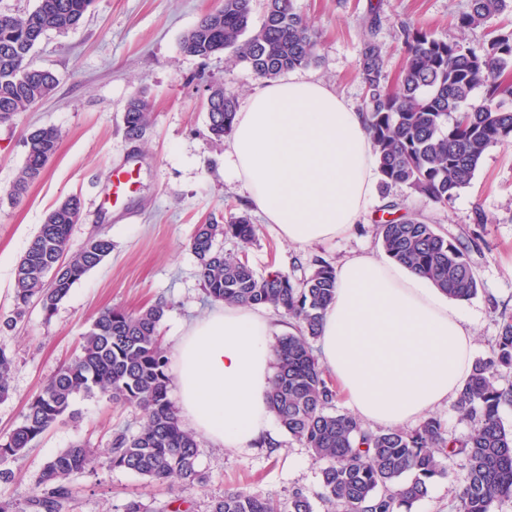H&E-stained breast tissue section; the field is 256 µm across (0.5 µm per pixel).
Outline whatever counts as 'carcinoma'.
I'll use <instances>...</instances> for the list:
<instances>
[{
    "instance_id": "cac0c4a2",
    "label": "carcinoma",
    "mask_w": 512,
    "mask_h": 512,
    "mask_svg": "<svg viewBox=\"0 0 512 512\" xmlns=\"http://www.w3.org/2000/svg\"><path fill=\"white\" fill-rule=\"evenodd\" d=\"M458 20L465 31L489 27L490 38L478 53L464 40L440 39L423 28L401 25L405 62L395 85L387 84L385 50L374 40L364 43L358 75L366 87L362 111L376 159L380 186H401L434 206H446L475 176L486 151L512 144V95L504 75L512 70V31L493 26L512 0H468ZM92 0H37L23 14L0 12V121L6 122L51 95L55 74L33 66L35 46L50 31L74 32ZM255 0H222L184 38L182 51L209 57L232 51L259 78L272 80L310 65L317 39L295 0H264L260 28L249 31ZM480 101H473L476 91ZM238 102L226 95L208 112L209 129L221 141L233 131ZM151 121L145 96H132L123 124L131 141L142 138ZM60 131L43 126L26 137L27 153L10 195L19 200L38 180L58 151ZM77 196L49 213L15 272L13 316L0 325L9 331L37 300L51 317L73 286L112 252L111 239L93 235L68 262L72 225L82 213ZM257 226L245 213H231L222 224L197 225L189 245L198 260V277L208 297L227 304L270 307L288 318L292 332L275 348L276 370L268 395L280 427L309 449L321 465L319 501L326 512H412L440 478L457 491L458 512H491L492 504L512 497V432L500 410L512 403V312H500V332L492 354L474 361L456 406L473 423L463 439H448L443 423L424 419L415 429L373 431L353 415L336 408V387L318 362L325 308L333 302L336 268L320 260L300 280L282 272L259 275L239 255L217 245L218 237L247 246ZM386 256L428 279L451 300L474 298L480 290L472 254L482 239L463 242L420 218L375 225ZM165 305L137 312L107 308L98 313L83 336L79 354L64 364L27 404L21 421L0 439V479L11 472L1 465L26 454L38 438L72 415L75 396L102 395L137 407L143 422L134 433L119 432L101 453L76 443L44 462L35 492L22 510L0 502V512H65L73 498V477L105 455L111 469L134 472L150 484L193 487L205 482L198 470V440L186 429L169 397L172 381L167 350L159 339ZM13 359L0 336V400L10 395ZM465 458L461 471L454 468ZM210 512H315L302 491L293 492L281 510L273 501L244 490H229Z\"/></svg>"
}]
</instances>
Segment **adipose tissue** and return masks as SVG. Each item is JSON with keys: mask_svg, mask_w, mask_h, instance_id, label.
Returning a JSON list of instances; mask_svg holds the SVG:
<instances>
[{"mask_svg": "<svg viewBox=\"0 0 512 512\" xmlns=\"http://www.w3.org/2000/svg\"><path fill=\"white\" fill-rule=\"evenodd\" d=\"M224 155L251 205L291 245L343 237L369 206L375 156L365 116L322 81L291 76L257 88ZM271 330L266 309L224 304L174 346L178 415L214 447L245 450L271 435ZM319 346L355 416L394 428L457 399L474 334L459 305L426 279L361 252L336 268Z\"/></svg>", "mask_w": 512, "mask_h": 512, "instance_id": "adipose-tissue-1", "label": "adipose tissue"}]
</instances>
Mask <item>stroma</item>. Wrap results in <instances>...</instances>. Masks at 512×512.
Instances as JSON below:
<instances>
[{"label":"stroma","mask_w":512,"mask_h":512,"mask_svg":"<svg viewBox=\"0 0 512 512\" xmlns=\"http://www.w3.org/2000/svg\"><path fill=\"white\" fill-rule=\"evenodd\" d=\"M221 0H94L74 33H49L32 59L58 78L52 94L11 121L0 122V322L14 309L17 264L47 214L65 198L83 202L71 229L69 250L77 252L94 233L112 241L111 254L89 271L52 317L31 304L24 319L7 334L14 354L11 395L0 401V438L20 422L28 400L79 349L82 336L103 309L136 311L163 300L160 323L165 348H172L183 326L213 309L197 276L198 260L189 248L196 225L247 213L258 227L255 242L241 246L220 239L225 251L243 255L260 274L279 270L295 277L310 273L315 261L338 264L361 251H379L374 227L388 205L400 217L419 216L452 235L479 234L476 255L481 290L461 305L475 333L474 358L490 356L499 334L501 311L512 312V145L485 153L471 184L451 204L436 207L405 188L374 189L365 221L343 238L298 248L282 241L249 203L228 173L224 145L209 130V88L218 84L245 101L261 80L231 52L203 60L186 55L180 44ZM313 26L319 45L316 60L301 74L336 88L361 106L364 86L357 75L363 44L375 39L387 51L386 71L395 75L404 61L401 24L424 28L442 38L464 37L481 49L485 28L460 31L458 16L467 0H296ZM376 15V28L366 19ZM141 94L152 107V121L141 140L127 139L123 113L131 96ZM57 127L62 139L44 174L21 201L9 189L22 167L25 136L34 127ZM130 170L127 189L116 209L98 201L114 170ZM485 214L487 223L476 221ZM73 414L46 432L23 458L9 462L11 477L0 482V501L24 504L44 459L78 440L105 449L113 433L136 431L140 411L97 395L76 396ZM273 447L235 451L201 443L198 468L204 485L170 489L139 475L101 464L74 477L71 512H123L130 499L164 512L176 498L191 512H209L212 498L233 488L287 506L293 491L317 498L320 467L306 448L275 429Z\"/></svg>","instance_id":"stroma-1"}]
</instances>
